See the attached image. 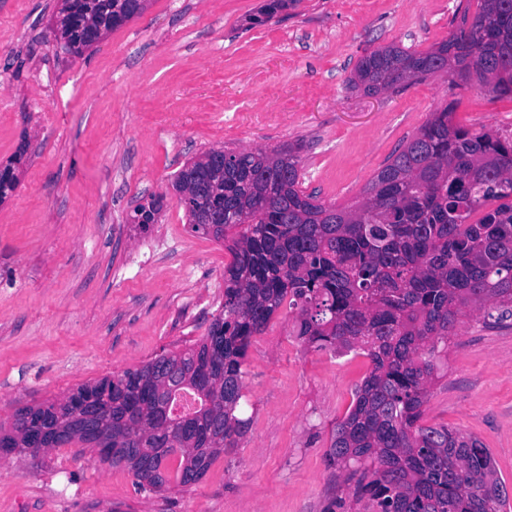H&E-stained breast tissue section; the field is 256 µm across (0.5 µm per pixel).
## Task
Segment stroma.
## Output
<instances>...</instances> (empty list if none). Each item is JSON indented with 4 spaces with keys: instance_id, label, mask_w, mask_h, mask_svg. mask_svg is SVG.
<instances>
[{
    "instance_id": "1",
    "label": "stroma",
    "mask_w": 512,
    "mask_h": 512,
    "mask_svg": "<svg viewBox=\"0 0 512 512\" xmlns=\"http://www.w3.org/2000/svg\"><path fill=\"white\" fill-rule=\"evenodd\" d=\"M149 0L82 54L53 35L62 0H0V421L204 336L224 300L223 243L192 232L172 187L212 149L301 143L302 182L348 204L430 112L512 135V98L433 76L375 96L358 61L435 46L460 0ZM53 90L36 98V79ZM159 198L139 229L138 204ZM281 311L254 337L240 417L249 430L203 479L141 492L124 467L76 444L0 459V512H334L347 497L325 453L369 370L302 345ZM424 421L479 437L512 495V324L465 317Z\"/></svg>"
}]
</instances>
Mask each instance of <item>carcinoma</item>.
Listing matches in <instances>:
<instances>
[{
  "label": "carcinoma",
  "mask_w": 512,
  "mask_h": 512,
  "mask_svg": "<svg viewBox=\"0 0 512 512\" xmlns=\"http://www.w3.org/2000/svg\"><path fill=\"white\" fill-rule=\"evenodd\" d=\"M479 10L426 50L397 45L363 56L351 89L375 95L446 75L512 97V0ZM64 48L79 53L141 14L145 0H66ZM449 107L429 113L348 205L302 189V146L212 149L177 172L174 190L190 228L224 243V302L207 333L136 369L83 384L59 400L16 410L0 443L37 456L90 444L93 425L113 448L100 462L128 468L140 491H162L169 471L189 485L239 447L249 420L237 416L251 340L288 307L296 337L318 350L361 351L370 370L331 430L326 462L371 512H506L509 498L492 452L474 435L423 424L431 388L465 310L483 323L512 320V136L456 127ZM0 170V195L15 188ZM497 201L493 209L488 202ZM160 200L134 209L145 228ZM192 393L190 414L172 411ZM44 448L30 447L33 432Z\"/></svg>",
  "instance_id": "carcinoma-1"
}]
</instances>
